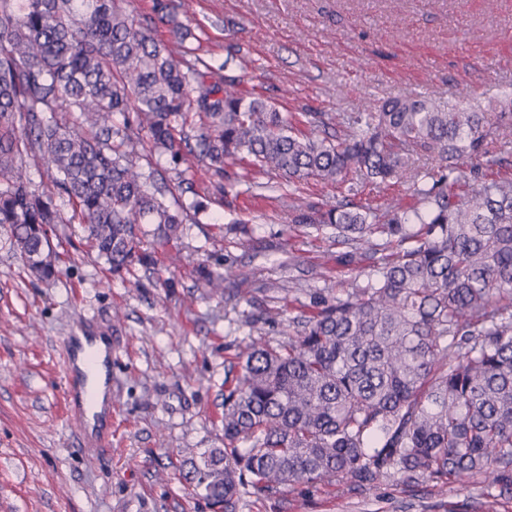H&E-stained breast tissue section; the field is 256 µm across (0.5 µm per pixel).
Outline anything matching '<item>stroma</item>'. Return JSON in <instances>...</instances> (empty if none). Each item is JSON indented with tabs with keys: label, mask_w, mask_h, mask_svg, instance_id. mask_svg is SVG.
<instances>
[{
	"label": "stroma",
	"mask_w": 512,
	"mask_h": 512,
	"mask_svg": "<svg viewBox=\"0 0 512 512\" xmlns=\"http://www.w3.org/2000/svg\"><path fill=\"white\" fill-rule=\"evenodd\" d=\"M178 20L217 79L249 72L243 91L284 112L512 96V0H192ZM265 181L212 194L201 223L130 279L107 272L72 223L51 236L58 276L37 280L0 227V512H209L181 465L224 445V367L257 336L264 286L290 279L342 295L368 272L339 262L331 228L290 232L271 191L280 178ZM235 218L249 222L248 245L229 229ZM202 264L224 266L226 287L255 290V303L210 294ZM84 318L117 338L112 445L96 454L64 413V339ZM237 512H512V488L483 476L445 487L332 479L243 495Z\"/></svg>",
	"instance_id": "obj_1"
}]
</instances>
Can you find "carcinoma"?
<instances>
[{
    "label": "carcinoma",
    "mask_w": 512,
    "mask_h": 512,
    "mask_svg": "<svg viewBox=\"0 0 512 512\" xmlns=\"http://www.w3.org/2000/svg\"><path fill=\"white\" fill-rule=\"evenodd\" d=\"M184 8L160 0L151 23H173ZM185 40L178 28L155 41L118 0H0V226L10 249L53 280L49 234L76 222L113 275L150 264L144 239L169 245L209 204L197 193L168 202L155 156L185 192L197 163L221 192L226 179L249 192L270 173L294 186L352 172L334 205L293 198L289 229L332 228L356 266L391 253L341 296L306 291L312 313L291 320L288 342L254 340L224 366V447L186 457L184 481L212 512H236L244 490L336 477L449 483L483 473L512 483V142L486 117L512 127V99L484 112L461 94L390 97L349 118L290 115L246 96L242 76L206 81L212 66ZM422 153L434 165L414 189L419 206L351 198L358 181L400 178ZM30 160L51 171L52 191L28 188ZM204 280L230 298L244 293L220 273Z\"/></svg>",
    "instance_id": "1"
}]
</instances>
